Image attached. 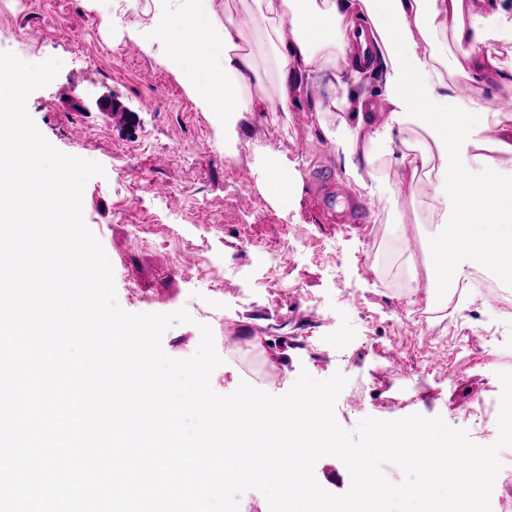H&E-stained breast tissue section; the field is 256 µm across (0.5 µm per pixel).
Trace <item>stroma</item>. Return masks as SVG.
I'll use <instances>...</instances> for the list:
<instances>
[{
  "label": "stroma",
  "mask_w": 512,
  "mask_h": 512,
  "mask_svg": "<svg viewBox=\"0 0 512 512\" xmlns=\"http://www.w3.org/2000/svg\"><path fill=\"white\" fill-rule=\"evenodd\" d=\"M147 0H0V52L29 63L55 57L62 68L32 92L27 110L59 151L98 162L82 197L83 218L113 268L119 306L131 313L186 309L191 322L171 326L164 352L184 359L208 325L224 363L211 375L215 392L240 383L286 393L300 372L318 380L346 374L335 418L355 431L367 417H442L477 444L496 440V419L468 413L477 401L498 402L499 373L512 372V316H499L480 292L473 312L439 311L431 348L435 368L423 382L383 377L392 357L419 359L411 322L420 292L404 285L403 260L425 248L436 227L425 219L429 180L399 196L406 173L394 164L381 182L358 188L362 223L340 224L318 203L321 176L348 185L342 153L323 135L326 81L293 92L289 113H252L227 158L208 113L155 55L134 46L150 16ZM111 15L102 27V15ZM111 112L99 109L102 99ZM287 155L296 183L289 204L262 188L259 158ZM409 228L399 239L396 215ZM484 329L479 351L467 355L461 329ZM381 337L378 351L363 338Z\"/></svg>",
  "instance_id": "stroma-1"
}]
</instances>
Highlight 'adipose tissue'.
I'll use <instances>...</instances> for the list:
<instances>
[{
  "mask_svg": "<svg viewBox=\"0 0 512 512\" xmlns=\"http://www.w3.org/2000/svg\"><path fill=\"white\" fill-rule=\"evenodd\" d=\"M251 25L235 18L230 0H152L146 49L178 75L189 96L208 112L224 138L258 108L251 90L277 79L275 111L289 112V85L303 88L328 77L333 93L316 103L331 114L321 130L345 157L367 161L389 154L394 134L404 137L398 165L410 174L431 167L435 183L429 221L438 233L423 266L431 302L447 300L472 269L487 267L512 284V126L503 124L483 93H463L455 82H512V66L492 56L491 41L512 40V12L490 0V17L472 13L465 0H252ZM374 43L371 71L382 75L386 111H365L350 69L359 28ZM267 49L258 62L257 46ZM427 138L413 140L415 130ZM463 180H449L453 170ZM295 171L285 154L266 152L263 188L287 200Z\"/></svg>",
  "mask_w": 512,
  "mask_h": 512,
  "instance_id": "obj_1",
  "label": "adipose tissue"
}]
</instances>
